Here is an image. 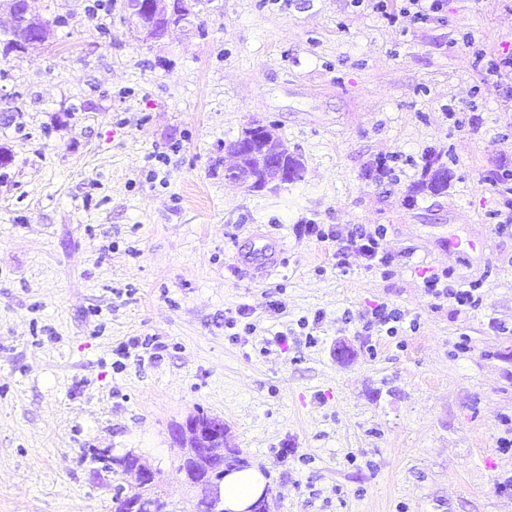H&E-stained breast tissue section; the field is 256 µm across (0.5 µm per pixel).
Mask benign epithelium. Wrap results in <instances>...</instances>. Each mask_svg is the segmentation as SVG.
Returning a JSON list of instances; mask_svg holds the SVG:
<instances>
[{
    "label": "benign epithelium",
    "mask_w": 512,
    "mask_h": 512,
    "mask_svg": "<svg viewBox=\"0 0 512 512\" xmlns=\"http://www.w3.org/2000/svg\"><path fill=\"white\" fill-rule=\"evenodd\" d=\"M0 9L9 18L7 33L18 43V51L27 52L40 46L45 40V30L31 9V0H6ZM208 0H127L130 19L138 25L146 40L159 39V27L169 29L186 21L193 9ZM262 122L250 121L240 138L230 146L232 150L260 151L261 162L275 172L274 179L260 181L257 171L242 164H231L224 168V181L245 189L262 185L271 189L288 176L285 158L270 144L260 145L263 140ZM173 436L183 450L180 473L184 479L200 491L199 503L209 507L210 512H228L224 509L221 483L210 474L228 473L225 459L229 455L227 429L224 421L208 415H191L177 425ZM120 471L136 476L142 493L125 500V512H156L154 490L158 484L157 473L141 464L138 456L130 453L118 462Z\"/></svg>",
    "instance_id": "obj_1"
}]
</instances>
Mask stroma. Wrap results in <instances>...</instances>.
<instances>
[{
	"mask_svg": "<svg viewBox=\"0 0 512 512\" xmlns=\"http://www.w3.org/2000/svg\"><path fill=\"white\" fill-rule=\"evenodd\" d=\"M403 6L211 0L147 40L125 0H33L68 23L0 58V512H113L136 485L98 449L196 512L172 431L197 412L263 471L268 512H512V0ZM253 119L301 181L225 183ZM303 224L381 228L390 272H337ZM249 229L284 244L258 279L233 266ZM433 272L482 282L480 305L434 301ZM381 303L398 335L363 330ZM241 309L252 331L226 327ZM403 14L410 17L414 23L427 24L438 18L443 9L444 0H405ZM264 130L269 139H271L273 143L281 149V154L287 158L288 166L293 170L292 175L289 176L288 184L300 181L303 178L304 172L302 163L290 152H288V147L276 133L274 124H264ZM288 184H282L281 187H286Z\"/></svg>",
	"mask_w": 512,
	"mask_h": 512,
	"instance_id": "1",
	"label": "stroma"
}]
</instances>
